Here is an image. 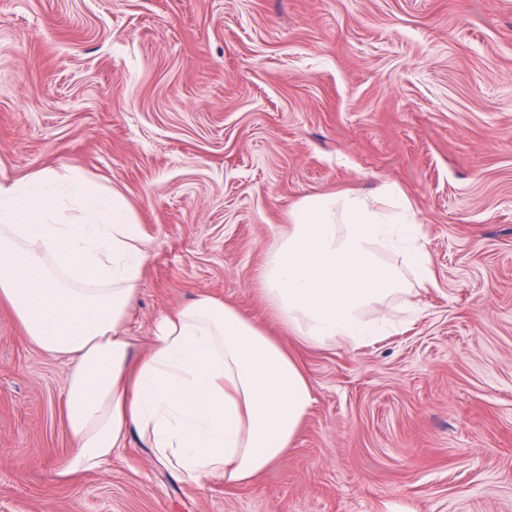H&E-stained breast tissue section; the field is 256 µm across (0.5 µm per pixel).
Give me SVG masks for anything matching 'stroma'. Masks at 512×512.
Segmentation results:
<instances>
[{"label": "stroma", "mask_w": 512, "mask_h": 512, "mask_svg": "<svg viewBox=\"0 0 512 512\" xmlns=\"http://www.w3.org/2000/svg\"><path fill=\"white\" fill-rule=\"evenodd\" d=\"M67 166L150 244L129 333L205 293L256 323L305 196L397 184L434 279L397 333L282 342L314 402L249 486L131 444L59 481L66 363L0 302V512H512V0H0V182Z\"/></svg>", "instance_id": "stroma-1"}]
</instances>
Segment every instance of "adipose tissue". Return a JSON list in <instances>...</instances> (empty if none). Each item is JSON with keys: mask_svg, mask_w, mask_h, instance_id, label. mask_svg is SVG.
<instances>
[{"mask_svg": "<svg viewBox=\"0 0 512 512\" xmlns=\"http://www.w3.org/2000/svg\"><path fill=\"white\" fill-rule=\"evenodd\" d=\"M260 271L278 325L313 347L358 349L396 331L390 299L432 279L406 193L382 184L309 195ZM149 259L116 189L46 167L0 183V301L30 342L69 366L63 413L73 448L56 475L101 469L130 440L177 478L253 483L285 457L313 402L296 357L237 307L201 294L158 319L135 351L127 327Z\"/></svg>", "mask_w": 512, "mask_h": 512, "instance_id": "adipose-tissue-1", "label": "adipose tissue"}]
</instances>
